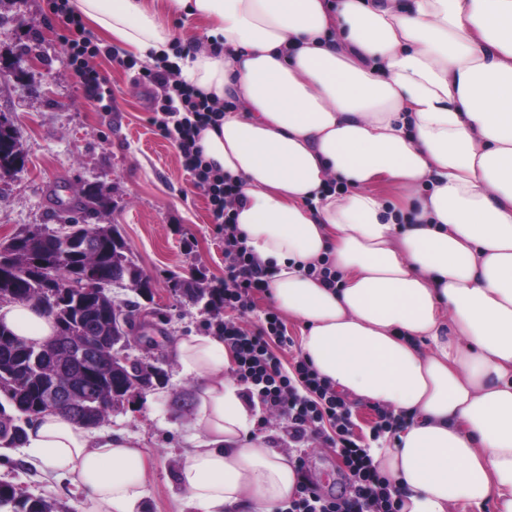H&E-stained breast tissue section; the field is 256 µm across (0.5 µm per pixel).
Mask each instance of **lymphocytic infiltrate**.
I'll use <instances>...</instances> for the list:
<instances>
[{
    "mask_svg": "<svg viewBox=\"0 0 512 512\" xmlns=\"http://www.w3.org/2000/svg\"><path fill=\"white\" fill-rule=\"evenodd\" d=\"M54 13L68 30L67 63L86 98L103 110H111L112 94L103 77L90 63L98 54L94 35L69 7V0H55ZM144 81L157 100L155 123L176 143L184 170L196 188L208 197L215 223L224 227V278L212 294L218 303L238 313L251 310L255 293L267 290L268 273L247 246L232 214L235 187L207 163L198 144L202 130L220 121L221 111L195 93L180 77L179 67L162 60L145 72ZM224 344L234 353L236 379L248 401L274 417L290 442H321L342 458L346 482L339 492L323 494L300 474L296 496L283 512H399L388 478L374 465L371 445L396 433L402 420L392 411L379 409L369 442L353 433L350 405L305 357L283 367L270 348L271 341H285V326L278 313H267L262 327L251 331L233 320L217 327Z\"/></svg>",
    "mask_w": 512,
    "mask_h": 512,
    "instance_id": "lymphocytic-infiltrate-1",
    "label": "lymphocytic infiltrate"
}]
</instances>
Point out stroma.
<instances>
[{
  "instance_id": "35a3bbf8",
  "label": "stroma",
  "mask_w": 512,
  "mask_h": 512,
  "mask_svg": "<svg viewBox=\"0 0 512 512\" xmlns=\"http://www.w3.org/2000/svg\"><path fill=\"white\" fill-rule=\"evenodd\" d=\"M52 0H0V113L17 128L26 163L0 179V243L36 225L58 229L59 204L73 205L83 188L96 187L109 200L96 224L121 234L128 255L151 279V298L112 286L118 306L139 301L128 354L160 358L167 383L114 408L104 424L116 435L137 437L148 460L145 512H188L178 471L193 448L194 411H175L176 392L195 394L201 379L182 373L171 346L195 333H214L223 311L175 293L179 280L210 287L224 277V233L214 224L207 197L195 189L175 144L153 125L155 101L141 82L148 65L134 68L102 52L89 63L108 81L111 111L88 101L66 61ZM256 432L271 447L303 456L322 490L338 489L343 469L333 449L289 448L277 422L257 420ZM0 481L32 496L78 512V498L66 479H57L22 446L0 456Z\"/></svg>"
}]
</instances>
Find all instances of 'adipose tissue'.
<instances>
[{"label":"adipose tissue","mask_w":512,"mask_h":512,"mask_svg":"<svg viewBox=\"0 0 512 512\" xmlns=\"http://www.w3.org/2000/svg\"><path fill=\"white\" fill-rule=\"evenodd\" d=\"M103 38L162 57L169 20L206 26L177 63L222 106L206 161L239 192L237 229L303 324L336 391L406 418L371 455L401 512L495 501L512 512V0H69ZM402 189L399 219L382 189ZM328 266V287L309 266ZM0 323L37 344L29 303ZM203 376L202 431L179 470L196 512H277L295 463L254 434L219 337L180 340ZM24 446L70 480L80 512H143L138 440L49 411Z\"/></svg>","instance_id":"adipose-tissue-1"}]
</instances>
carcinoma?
Returning <instances> with one entry per match:
<instances>
[{"label":"carcinoma","mask_w":512,"mask_h":512,"mask_svg":"<svg viewBox=\"0 0 512 512\" xmlns=\"http://www.w3.org/2000/svg\"><path fill=\"white\" fill-rule=\"evenodd\" d=\"M19 162H24L21 142L14 124L7 119L0 122V169ZM72 232L80 243L70 251L50 246L32 250L30 235L52 233L45 226L29 228L5 242L12 258L0 264V303H33L56 325L53 338L37 346L18 339L0 324V408L9 404L27 424L47 411L44 393L49 383L69 387L70 403L64 413L73 421L93 418L99 425L112 410L99 402L100 397L126 394L134 379L147 391L161 384V367L152 372L140 363L112 362V352L129 342L133 317L115 318L108 293L92 298L76 287L89 269L101 273L105 289L124 282L136 288L149 286L150 278L128 256L112 225L96 224L90 234L82 226L72 228ZM47 277L57 284L55 299L41 287ZM178 291L196 302L208 295V289L191 281L180 283ZM207 305H214L213 299H208ZM0 512L60 510L45 498H19L13 485L0 482Z\"/></svg>","instance_id":"carcinoma-1"}]
</instances>
